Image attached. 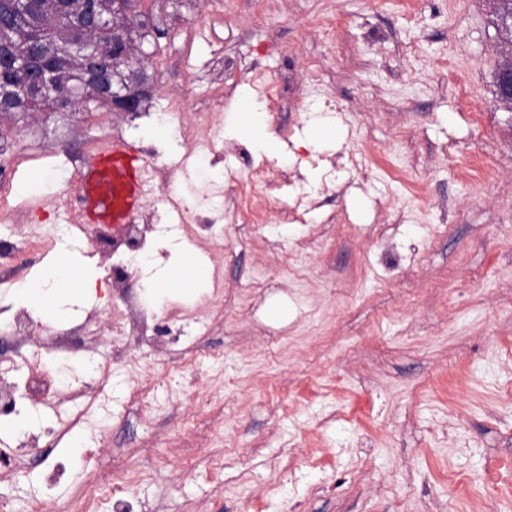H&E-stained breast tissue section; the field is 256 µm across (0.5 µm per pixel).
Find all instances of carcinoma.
<instances>
[{
  "instance_id": "1",
  "label": "carcinoma",
  "mask_w": 512,
  "mask_h": 512,
  "mask_svg": "<svg viewBox=\"0 0 512 512\" xmlns=\"http://www.w3.org/2000/svg\"><path fill=\"white\" fill-rule=\"evenodd\" d=\"M81 0H0V16L11 17L8 27L0 26V115L57 110L56 93L75 89L88 104L112 105V88L121 84L137 100L146 98L139 86L129 82L137 66L135 52L122 54L124 44L149 42L151 33L138 29L130 11V0H120L112 15L114 31L109 37L79 28L75 15ZM103 60L96 67L86 61L89 52ZM33 53L37 63L48 69L53 87L23 84L21 75L7 66L16 55Z\"/></svg>"
}]
</instances>
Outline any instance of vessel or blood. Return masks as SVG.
Returning a JSON list of instances; mask_svg holds the SVG:
<instances>
[{"mask_svg": "<svg viewBox=\"0 0 512 512\" xmlns=\"http://www.w3.org/2000/svg\"><path fill=\"white\" fill-rule=\"evenodd\" d=\"M143 164L137 151L116 139L87 158L80 180L81 223L111 227L125 224L143 198Z\"/></svg>", "mask_w": 512, "mask_h": 512, "instance_id": "1", "label": "vessel or blood"}]
</instances>
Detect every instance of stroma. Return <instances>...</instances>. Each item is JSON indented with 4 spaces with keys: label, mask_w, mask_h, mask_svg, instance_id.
<instances>
[{
    "label": "stroma",
    "mask_w": 512,
    "mask_h": 512,
    "mask_svg": "<svg viewBox=\"0 0 512 512\" xmlns=\"http://www.w3.org/2000/svg\"><path fill=\"white\" fill-rule=\"evenodd\" d=\"M163 35L150 97L192 83L203 97L223 67L224 120L240 117L260 83L281 95L264 120L262 152L224 142L242 182L291 174L280 198L309 195L301 222L245 224L224 188V245L179 248L205 285L136 264L128 292L156 311H188L205 330L172 323L179 343L123 338L109 359L106 278L53 319L33 312L35 338L97 318L69 352L16 368L0 341V384L34 377L53 406L27 435L0 438L5 512L47 500L80 512H512V112L500 108V36L492 0H142ZM209 22L194 27L202 15ZM328 24L321 37L317 27ZM97 112H34L0 120V140L36 156L19 185L48 167L26 233L57 219L77 193ZM141 157L169 153L142 113L116 112ZM306 249L283 262L295 244ZM57 253L32 248L0 278V303L40 278ZM111 369L112 390L86 371ZM147 382L154 397L128 390ZM86 413L72 425V409ZM81 437L80 453L68 449ZM144 480L113 496V468Z\"/></svg>",
    "instance_id": "obj_1"
}]
</instances>
